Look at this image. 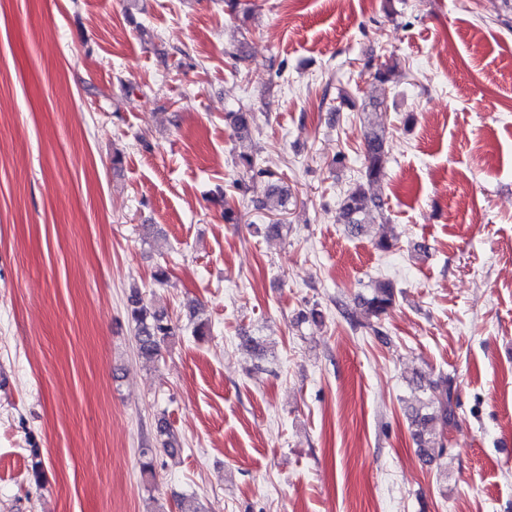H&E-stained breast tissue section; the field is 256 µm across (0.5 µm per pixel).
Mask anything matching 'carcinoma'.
<instances>
[{
  "mask_svg": "<svg viewBox=\"0 0 512 512\" xmlns=\"http://www.w3.org/2000/svg\"><path fill=\"white\" fill-rule=\"evenodd\" d=\"M226 118L237 135L245 136L251 133L255 117L250 110L240 107L226 113ZM385 154V135L369 126L365 127L362 181L347 192L337 216L338 223L347 225L353 232H364L369 226L370 212L383 209L384 203L375 193L374 186L385 176ZM239 165L252 179L270 175L269 169L261 164L260 159L251 155L241 156ZM287 209L288 191L278 184L271 185L266 198L256 204V210L267 215L282 214ZM364 304L365 311L371 317L379 320L388 315L395 304L393 285L388 281L375 282L371 297L365 299ZM127 315L134 326L138 356L147 363L155 362L162 347L180 333V327L167 312L145 303L137 291L128 297ZM422 391L424 398L419 401V405L411 407L407 417L420 455L430 463L446 452L442 435L448 423L454 419L457 398L454 395L452 380L446 376L429 383ZM157 434L165 453L173 457L181 452L180 441L166 421H158ZM29 457L28 473L34 482L40 483L45 477L41 449H29Z\"/></svg>",
  "mask_w": 512,
  "mask_h": 512,
  "instance_id": "cac0c4a2",
  "label": "carcinoma"
}]
</instances>
